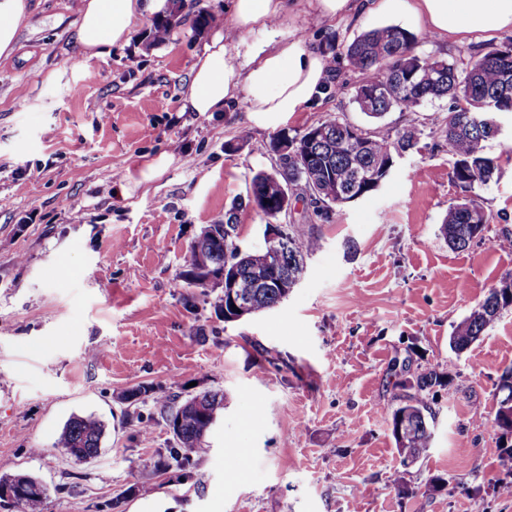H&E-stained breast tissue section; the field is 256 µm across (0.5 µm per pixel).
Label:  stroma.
Returning <instances> with one entry per match:
<instances>
[{
	"mask_svg": "<svg viewBox=\"0 0 512 512\" xmlns=\"http://www.w3.org/2000/svg\"><path fill=\"white\" fill-rule=\"evenodd\" d=\"M11 55L0 56V474L48 489L46 512H123L163 498L178 512H512L497 434L495 389L512 368V308L462 354L449 336L488 288L512 272V112L490 153L497 179L478 191L493 220L484 242L450 248L439 232L462 196L444 139L424 135L370 197L316 217L293 200L282 224H306L321 245L288 298L227 323L223 289L178 286L188 246L240 203V245L263 247L265 218L249 184L273 171L275 131L246 97L221 112L182 109L190 70L216 34L247 53L303 40L325 48L395 24L409 12L325 20L307 0L289 19L237 32L232 0H185L164 39L152 17L127 42L86 58L73 39L78 0H28ZM212 21L196 26L198 10ZM325 97L285 129L337 115L362 127L359 76L336 57ZM356 251H349L348 242ZM433 369L432 446L398 495L388 407L394 383ZM219 390L224 410L184 481L153 475L171 434L153 402L127 390ZM103 421L97 455L57 445L72 416ZM151 424L141 434V421Z\"/></svg>",
	"mask_w": 512,
	"mask_h": 512,
	"instance_id": "1",
	"label": "stroma"
}]
</instances>
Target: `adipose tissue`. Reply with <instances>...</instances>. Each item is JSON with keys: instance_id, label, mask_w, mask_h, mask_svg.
<instances>
[{"instance_id": "obj_1", "label": "adipose tissue", "mask_w": 512, "mask_h": 512, "mask_svg": "<svg viewBox=\"0 0 512 512\" xmlns=\"http://www.w3.org/2000/svg\"><path fill=\"white\" fill-rule=\"evenodd\" d=\"M404 0H314L318 16H346L362 7L375 13L398 14ZM163 0H80L76 41L87 57L103 45L126 41L133 21L161 8ZM411 11L424 32L436 39L472 33L490 38L512 30V0H414ZM284 0H233L238 29L286 18ZM192 80L183 109L220 112L246 94L248 110L277 119L301 111L322 96L326 67L322 54L292 41L252 48L248 56L228 49L223 37L206 45L191 70Z\"/></svg>"}]
</instances>
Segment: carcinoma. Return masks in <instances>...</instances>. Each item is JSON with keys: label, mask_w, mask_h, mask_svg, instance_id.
I'll return each mask as SVG.
<instances>
[{"label": "carcinoma", "mask_w": 512, "mask_h": 512, "mask_svg": "<svg viewBox=\"0 0 512 512\" xmlns=\"http://www.w3.org/2000/svg\"><path fill=\"white\" fill-rule=\"evenodd\" d=\"M183 8V0H169V6L155 20L154 38H163L180 23ZM426 41L425 36L389 25L365 32L346 46L348 66L360 75L353 94L360 112L378 119L398 109L408 114V120L400 128L386 125L363 128L334 116L295 132L291 141L298 146L288 155V185L310 194L314 211L329 218L333 207L345 205L340 195L345 193V187L354 184L359 171H371L383 181L389 178L393 168L387 162L394 155L417 147L424 134L417 117L420 108L429 101L447 97L453 105L435 120L433 131L448 143L454 158L451 180L468 197L448 208L441 233L449 246L465 249L484 238L492 219L476 200L475 190L487 184L488 172L498 170L495 158L488 152L492 138L483 120L492 112H512V43L471 53L465 66L459 67L434 53L422 51V43ZM392 81L406 85L407 91L398 97L375 96L377 88ZM274 176L273 172H258L250 182L257 212L271 219L281 215L280 188L274 183ZM319 246L317 236L297 224L288 225V277H300L306 259ZM236 250L235 240L226 237L224 225H207L189 246L185 271L179 275L180 287L186 290L206 287L204 280L211 270L224 264V256L235 257ZM265 260L263 251L247 252L237 258L238 288L252 295V315L272 309L286 299L284 288L254 287V269L262 268ZM508 278L512 279L511 272L491 285L478 306L454 327L449 341L454 351L468 349L494 326L503 310L512 307V299L497 297L500 289L512 290V282H506ZM511 376L512 369L501 375L494 394L497 408L489 420L502 440L512 434V404H505L506 398L512 397V386L507 383ZM439 385L440 376L431 369L394 384L399 405L391 414V425L402 426L401 436L395 437L401 460L390 482L400 494H409L405 478L409 464L431 448L434 415L426 395ZM148 397L159 407L173 439L157 472L180 474L204 450L212 430L211 412L224 409V394L202 391L181 400L177 395H158L150 388L138 387L122 395L120 401L132 406ZM103 433L104 425L98 419L73 417L66 423L58 446L75 460L85 461L98 453ZM2 489L12 492L14 505L21 512H43L47 493L37 478L1 476Z\"/></svg>", "instance_id": "obj_1"}]
</instances>
